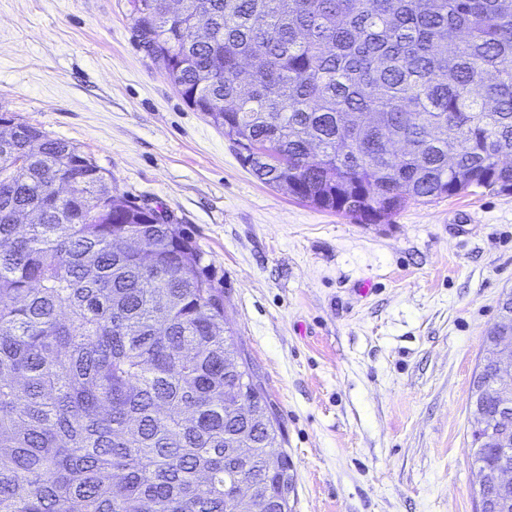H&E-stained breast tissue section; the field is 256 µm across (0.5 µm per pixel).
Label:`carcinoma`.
<instances>
[{
    "label": "carcinoma",
    "mask_w": 512,
    "mask_h": 512,
    "mask_svg": "<svg viewBox=\"0 0 512 512\" xmlns=\"http://www.w3.org/2000/svg\"><path fill=\"white\" fill-rule=\"evenodd\" d=\"M130 6L271 187L361 224L512 194V0ZM0 118L17 128L0 136V512H290L280 424L194 238L77 146Z\"/></svg>",
    "instance_id": "cac0c4a2"
}]
</instances>
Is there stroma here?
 <instances>
[{
    "label": "stroma",
    "instance_id": "35a3bbf8",
    "mask_svg": "<svg viewBox=\"0 0 512 512\" xmlns=\"http://www.w3.org/2000/svg\"><path fill=\"white\" fill-rule=\"evenodd\" d=\"M1 112L194 237L280 423L293 512H476L469 394L512 293V194L361 224L264 184L143 48L129 0H0Z\"/></svg>",
    "mask_w": 512,
    "mask_h": 512
}]
</instances>
